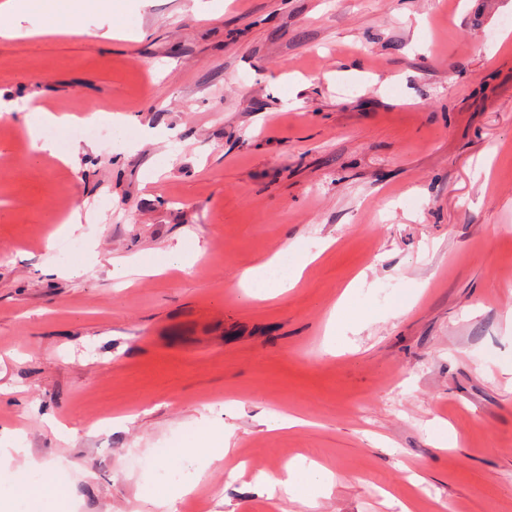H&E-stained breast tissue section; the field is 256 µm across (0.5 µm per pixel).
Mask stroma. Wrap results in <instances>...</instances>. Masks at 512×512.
<instances>
[{
  "instance_id": "1",
  "label": "stroma",
  "mask_w": 512,
  "mask_h": 512,
  "mask_svg": "<svg viewBox=\"0 0 512 512\" xmlns=\"http://www.w3.org/2000/svg\"><path fill=\"white\" fill-rule=\"evenodd\" d=\"M223 2L130 0L139 38L0 37V443L66 471L70 512H160L155 451L204 420L232 451L198 512H512V0ZM29 99L135 122L36 162ZM301 249L294 290H239ZM300 455L333 474L308 505L231 477ZM318 257L319 253H302L291 271H285L278 279L271 282L270 275L280 268V253L277 252L262 263L244 270L240 276L239 285L247 297L260 296L261 289L259 288H270L265 290V295L283 294L300 281L304 270Z\"/></svg>"
}]
</instances>
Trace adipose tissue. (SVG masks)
<instances>
[{"label":"adipose tissue","instance_id":"obj_1","mask_svg":"<svg viewBox=\"0 0 512 512\" xmlns=\"http://www.w3.org/2000/svg\"><path fill=\"white\" fill-rule=\"evenodd\" d=\"M123 0H0V36L12 35L21 21L37 14L42 18V30L53 33L62 30L82 31L87 16L97 17L100 25L117 29L124 15ZM32 146L36 153H58L56 141L46 138L47 127L65 129L71 116L56 115L38 105H28L23 115ZM315 260L314 254L302 253L298 262L287 272H280V257L272 255L260 264L244 270L239 284L246 296L257 297L262 291L277 296L287 292L301 279L304 270ZM229 452L228 434L200 426L194 440L180 446L175 454L159 457L158 468L178 470L181 464L196 463L208 468L223 460ZM329 476L317 464L298 460L289 464L286 477L262 475L261 484L267 492L283 490L294 501H305L313 490L326 487ZM68 483L58 479L48 465L34 466L20 461L17 449L0 448V512H59L70 495Z\"/></svg>","mask_w":512,"mask_h":512}]
</instances>
